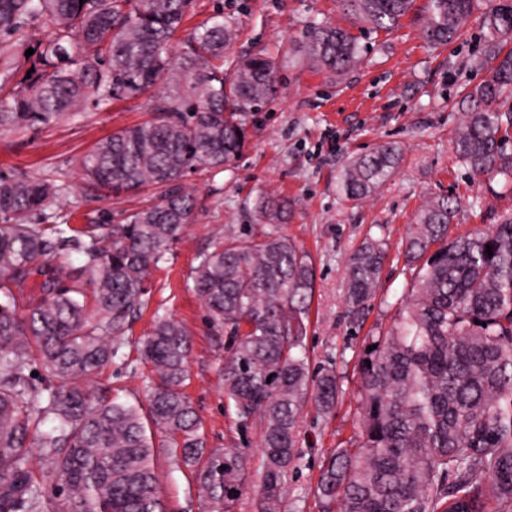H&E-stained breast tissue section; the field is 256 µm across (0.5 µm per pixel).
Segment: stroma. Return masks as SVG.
<instances>
[{"label": "stroma", "mask_w": 512, "mask_h": 512, "mask_svg": "<svg viewBox=\"0 0 512 512\" xmlns=\"http://www.w3.org/2000/svg\"><path fill=\"white\" fill-rule=\"evenodd\" d=\"M428 0L390 30L351 26L337 0H198L195 23L224 8L233 22L236 56L260 54L279 68V93L247 113L249 140L229 170L187 178L198 200L194 221L169 248L148 279L147 303L132 323L112 364L92 376V386L123 401L144 400L153 375L141 356L143 339L157 317H170L191 334L189 378L185 392L202 423L210 448H242L247 454L248 485L234 512H259L263 458L257 420L242 422L224 396L221 370L227 353L224 330L212 327L193 288L192 271L200 255L225 229L260 235L268 229L254 209L259 194L288 197L292 204L280 233L308 250L316 268L308 315L307 352L312 366L333 363L341 390L331 415L306 405L299 421V457L284 491L283 512H321L315 490L321 464L347 446L358 429V362L368 337L386 331L415 274L407 266L404 243L409 224L428 198L445 195L458 207L448 226L449 239L490 228L512 213V192L498 175L473 176L458 161L452 140L465 113L459 106L463 85L489 77L473 66L481 49V20L494 0H475L466 36L433 48L422 32ZM350 28L365 49L360 67L342 79L316 71L302 57L315 25ZM141 100L88 107L74 119L18 127L0 135V175L65 182L63 196L50 200L41 218L52 224H100L120 210L136 209L137 195L113 196L83 184L77 160L113 131L145 121ZM384 142L400 149L390 180L360 201L345 197L340 177L355 156ZM382 240L387 260L376 295L357 322L345 314V267L366 238ZM155 467L166 512H204L196 485L169 449L155 451Z\"/></svg>", "instance_id": "stroma-1"}]
</instances>
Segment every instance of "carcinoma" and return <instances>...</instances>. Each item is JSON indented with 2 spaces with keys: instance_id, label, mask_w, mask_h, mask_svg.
<instances>
[{
  "instance_id": "1",
  "label": "carcinoma",
  "mask_w": 512,
  "mask_h": 512,
  "mask_svg": "<svg viewBox=\"0 0 512 512\" xmlns=\"http://www.w3.org/2000/svg\"><path fill=\"white\" fill-rule=\"evenodd\" d=\"M339 2L376 30L398 26L414 4ZM473 6L428 0L425 39L436 47L461 39ZM194 8L195 0H0L1 134L73 119L88 104L142 98L151 114L78 161L95 190H151L111 224H42L35 216L65 185L0 176V512H165L157 436L194 474L206 512H234L245 488L244 453L205 448L184 392L190 334L178 321L158 318L143 343L154 372L147 405L87 385L116 357L149 275L195 218L186 178L227 170L248 142L243 114L277 93L273 61L227 54L234 27L219 11L174 50ZM35 20L51 37L37 46L34 72L19 79L10 41ZM482 28L475 63L491 78L464 89L467 119L453 151L473 174L512 185V154L499 138L502 124L512 125V105L502 109L503 96L512 98V0H498ZM306 55L338 79L362 63L355 36L330 23L314 28ZM180 80L184 94L173 88ZM399 159L390 142L355 157L342 174L346 197L370 196ZM256 209L264 223H281L288 200L261 196ZM454 212L439 196L409 225L404 252L416 274L359 362V436L322 462L323 512H512V214L450 240ZM50 256L60 262L40 263ZM386 257L372 238L349 256L350 321L373 299ZM192 279L210 323L228 335L225 396L242 417H258L259 512H279L305 404L328 414L340 395L336 371H311L305 353L313 259L285 234L229 231L200 256ZM26 288L38 295L21 314ZM35 447L57 491L53 507L30 466Z\"/></svg>"
}]
</instances>
